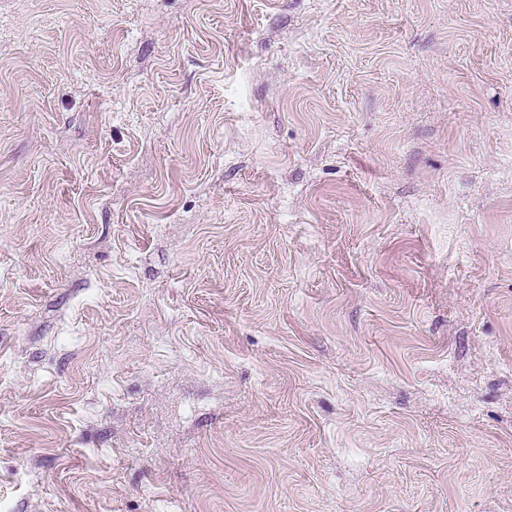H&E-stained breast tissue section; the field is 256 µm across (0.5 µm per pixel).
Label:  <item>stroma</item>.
<instances>
[{
	"mask_svg": "<svg viewBox=\"0 0 512 512\" xmlns=\"http://www.w3.org/2000/svg\"><path fill=\"white\" fill-rule=\"evenodd\" d=\"M0 512H512V0H0Z\"/></svg>",
	"mask_w": 512,
	"mask_h": 512,
	"instance_id": "obj_1",
	"label": "stroma"
}]
</instances>
